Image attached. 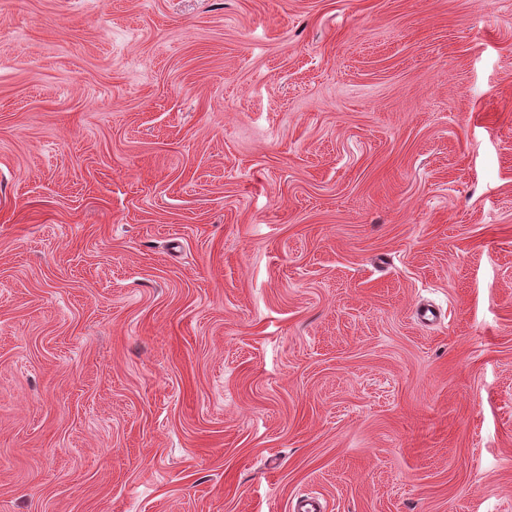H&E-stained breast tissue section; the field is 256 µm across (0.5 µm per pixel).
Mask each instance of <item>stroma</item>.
Masks as SVG:
<instances>
[{
	"mask_svg": "<svg viewBox=\"0 0 512 512\" xmlns=\"http://www.w3.org/2000/svg\"><path fill=\"white\" fill-rule=\"evenodd\" d=\"M512 512V0H0V512Z\"/></svg>",
	"mask_w": 512,
	"mask_h": 512,
	"instance_id": "1",
	"label": "stroma"
}]
</instances>
